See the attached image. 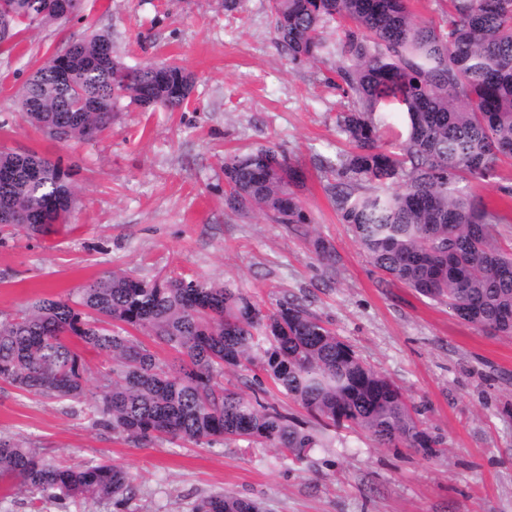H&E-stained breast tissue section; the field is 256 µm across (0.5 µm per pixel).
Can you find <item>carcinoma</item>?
I'll return each instance as SVG.
<instances>
[{
    "mask_svg": "<svg viewBox=\"0 0 512 512\" xmlns=\"http://www.w3.org/2000/svg\"><path fill=\"white\" fill-rule=\"evenodd\" d=\"M78 0H0V44L18 30L12 15L62 20ZM278 45L294 62L340 56L336 74L352 107L337 128L352 146L322 168L342 223L375 269L448 304L461 320L512 335V254L497 246L505 216L477 200L468 182L512 159V0H445L437 24L415 19L407 0H271ZM342 23L331 47L324 24ZM193 86L177 62L125 66L112 40L92 34L38 67L21 92L29 121L60 142L89 140L112 123L128 96L145 109L180 108ZM0 230L31 234L66 223L69 173L35 152L0 151ZM303 171L287 153L259 147L224 157L225 205L260 211L309 235L294 187ZM373 187L360 193L362 184ZM401 184L400 190L392 185ZM166 345L160 361L132 331ZM112 366L88 386L71 339ZM258 365L286 395L326 425L349 424L380 444L436 454L417 410L391 380L364 363L301 303L273 311L232 282L114 271L77 297L43 298L0 322V381L58 401L94 399L97 423L141 445L165 437L211 445L243 440L302 458L316 435L288 415L224 388V371ZM0 475L16 476L39 500L70 512L83 499L130 500L132 475L107 462L52 464L0 435ZM192 512H262L230 494L198 500Z\"/></svg>",
    "mask_w": 512,
    "mask_h": 512,
    "instance_id": "1",
    "label": "carcinoma"
}]
</instances>
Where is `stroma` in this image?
Returning a JSON list of instances; mask_svg holds the SVG:
<instances>
[{
  "instance_id": "stroma-1",
  "label": "stroma",
  "mask_w": 512,
  "mask_h": 512,
  "mask_svg": "<svg viewBox=\"0 0 512 512\" xmlns=\"http://www.w3.org/2000/svg\"><path fill=\"white\" fill-rule=\"evenodd\" d=\"M94 32L110 36L127 66L178 61L194 77L188 101L153 112L122 98L92 140L62 143L31 126L22 85ZM332 74L328 63L289 61L270 0H239L232 11L224 0H79L68 20L21 24L16 44L0 45V151L35 152L70 170L74 203L67 223L43 233H0V320L113 271L229 279L266 311L294 299L403 390L440 438L436 456L380 445L351 425H316L269 381L263 401L322 442L303 458L232 440L140 445L95 425L90 403L1 382L0 434L52 462L94 457L125 467L129 512H192L212 493L258 501L264 512H512V337L463 322L369 263L319 168L349 149L336 117L351 100ZM261 146L302 167L296 192L337 267L287 225L225 206V156ZM0 512L57 509L6 476Z\"/></svg>"
}]
</instances>
